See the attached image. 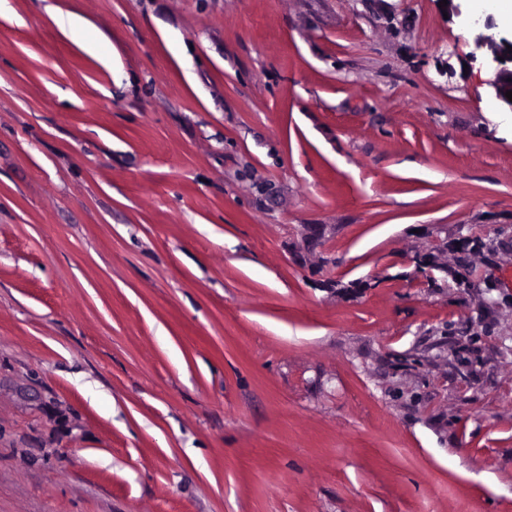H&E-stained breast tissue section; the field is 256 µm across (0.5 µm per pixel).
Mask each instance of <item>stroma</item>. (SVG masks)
<instances>
[{
    "instance_id": "obj_1",
    "label": "stroma",
    "mask_w": 512,
    "mask_h": 512,
    "mask_svg": "<svg viewBox=\"0 0 512 512\" xmlns=\"http://www.w3.org/2000/svg\"><path fill=\"white\" fill-rule=\"evenodd\" d=\"M458 7L0 0V512H512V116ZM84 26L81 20L73 16H68L61 21V29L66 37L78 43L86 52L94 56L104 57L99 46L82 40Z\"/></svg>"
}]
</instances>
